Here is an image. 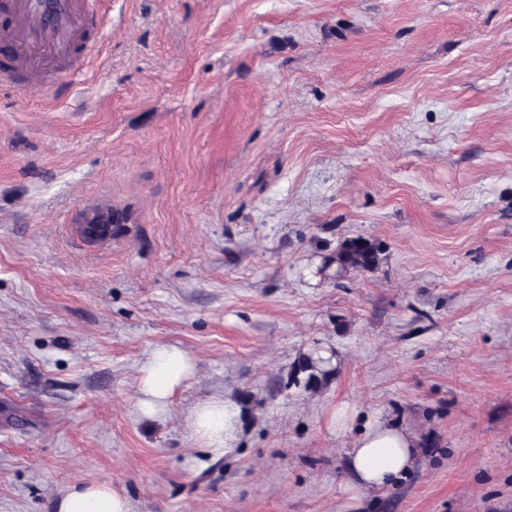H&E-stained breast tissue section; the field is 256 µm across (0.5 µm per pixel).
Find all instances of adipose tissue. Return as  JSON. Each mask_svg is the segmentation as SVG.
Segmentation results:
<instances>
[{"label": "adipose tissue", "mask_w": 512, "mask_h": 512, "mask_svg": "<svg viewBox=\"0 0 512 512\" xmlns=\"http://www.w3.org/2000/svg\"><path fill=\"white\" fill-rule=\"evenodd\" d=\"M191 372V361L183 350L157 346L142 366L140 410L147 415L160 413ZM241 426V407L230 396L198 405L190 420L192 431L214 449L232 448ZM421 446L419 436L402 422L363 417L346 452L351 487L380 491L401 483L413 472ZM57 512H132V507L110 484L91 483L66 489Z\"/></svg>", "instance_id": "1"}]
</instances>
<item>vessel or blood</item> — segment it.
<instances>
[{"label": "vessel or blood", "mask_w": 512, "mask_h": 512, "mask_svg": "<svg viewBox=\"0 0 512 512\" xmlns=\"http://www.w3.org/2000/svg\"><path fill=\"white\" fill-rule=\"evenodd\" d=\"M100 0H0V82L25 97L78 76ZM111 210H86L82 240L112 243Z\"/></svg>", "instance_id": "1"}]
</instances>
